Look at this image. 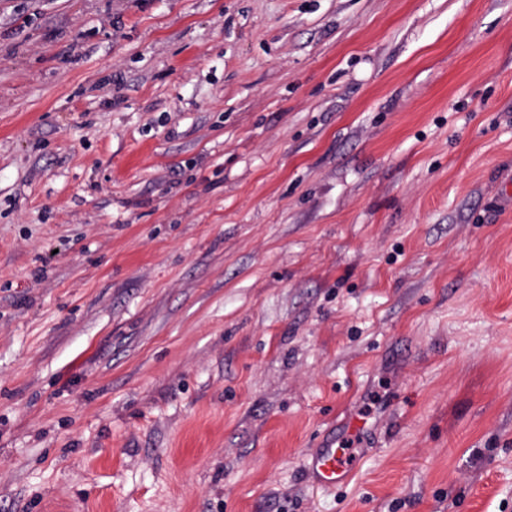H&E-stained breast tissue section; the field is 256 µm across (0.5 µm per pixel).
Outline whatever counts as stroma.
Segmentation results:
<instances>
[{"label":"stroma","instance_id":"1","mask_svg":"<svg viewBox=\"0 0 512 512\" xmlns=\"http://www.w3.org/2000/svg\"><path fill=\"white\" fill-rule=\"evenodd\" d=\"M0 512H512V0H0ZM350 437L329 436L322 441L306 461L307 468L314 480L320 486L331 488L343 485L349 479L355 467L350 448H344L343 443Z\"/></svg>","mask_w":512,"mask_h":512}]
</instances>
